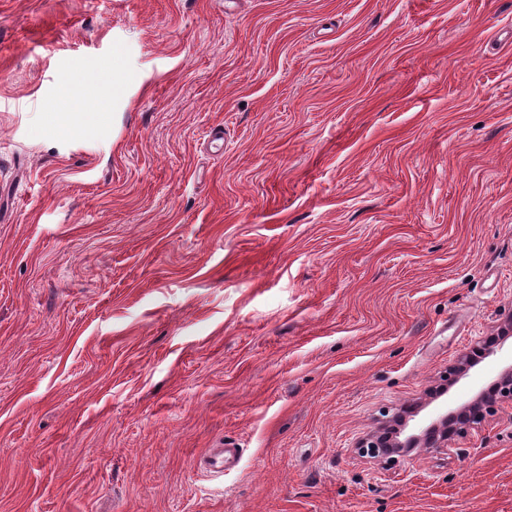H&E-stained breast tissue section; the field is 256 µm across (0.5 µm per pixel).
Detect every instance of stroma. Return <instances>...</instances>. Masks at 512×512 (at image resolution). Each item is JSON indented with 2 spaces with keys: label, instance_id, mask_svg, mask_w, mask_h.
Masks as SVG:
<instances>
[{
  "label": "stroma",
  "instance_id": "obj_1",
  "mask_svg": "<svg viewBox=\"0 0 512 512\" xmlns=\"http://www.w3.org/2000/svg\"><path fill=\"white\" fill-rule=\"evenodd\" d=\"M511 312L512 0H0V512H512L511 402L357 449ZM68 89V101L62 105L60 99L61 90L51 98L48 108L49 127L59 137L69 138L78 131L82 133L105 132L104 113L100 112L109 107V98L103 99L97 106L91 107L78 98L75 88L64 86ZM401 447H403L402 444L389 443L380 437L371 435L363 439L357 448H360L362 454H366L374 459L382 460L385 459V457H389L391 454L395 453L396 450L394 448Z\"/></svg>",
  "mask_w": 512,
  "mask_h": 512
}]
</instances>
